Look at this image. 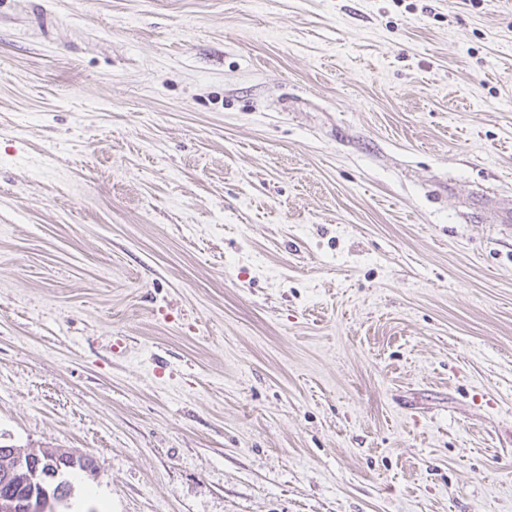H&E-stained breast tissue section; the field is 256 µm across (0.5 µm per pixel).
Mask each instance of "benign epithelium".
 I'll list each match as a JSON object with an SVG mask.
<instances>
[{
    "label": "benign epithelium",
    "mask_w": 512,
    "mask_h": 512,
    "mask_svg": "<svg viewBox=\"0 0 512 512\" xmlns=\"http://www.w3.org/2000/svg\"><path fill=\"white\" fill-rule=\"evenodd\" d=\"M78 468L97 474L80 456L63 448H0V481L30 484L38 490L27 501L0 497V512H59L66 496L55 488L57 472Z\"/></svg>",
    "instance_id": "benign-epithelium-1"
}]
</instances>
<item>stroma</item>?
<instances>
[{
    "label": "stroma",
    "instance_id": "stroma-1",
    "mask_svg": "<svg viewBox=\"0 0 512 512\" xmlns=\"http://www.w3.org/2000/svg\"><path fill=\"white\" fill-rule=\"evenodd\" d=\"M480 185L512 0H0V445L71 512H512ZM44 461L50 466L41 469L39 465ZM78 468L92 475L97 474V471L86 467L80 455L63 448H0V481L31 484L33 488V495L28 501L0 497V512H60L58 509L64 504L66 496L55 489L57 473L62 469Z\"/></svg>",
    "mask_w": 512,
    "mask_h": 512
}]
</instances>
